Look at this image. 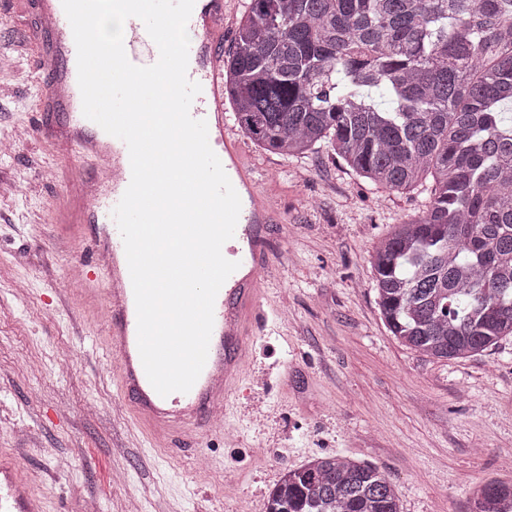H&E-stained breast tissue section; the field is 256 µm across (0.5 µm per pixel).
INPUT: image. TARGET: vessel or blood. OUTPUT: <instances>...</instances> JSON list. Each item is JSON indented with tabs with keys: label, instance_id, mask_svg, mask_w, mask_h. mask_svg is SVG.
<instances>
[{
	"label": "vessel or blood",
	"instance_id": "b4317fda",
	"mask_svg": "<svg viewBox=\"0 0 512 512\" xmlns=\"http://www.w3.org/2000/svg\"><path fill=\"white\" fill-rule=\"evenodd\" d=\"M37 16L29 34L44 70L54 79L40 100V109L59 115L57 123L39 125L38 137L52 148L77 154L95 170L113 172L112 181H96L87 192L86 180H78L74 196V221L79 237L95 242V270L106 271L111 287L106 297V343L115 361L118 388L129 401L138 421L170 436L188 431L216 429L214 413L223 409L228 396L239 387L248 365V339L267 322L258 298V274L269 269L268 225L281 217L259 188L254 170L243 159L242 146L224 120V22L227 0H195L187 28L189 46L187 76L201 85L190 107L194 119L206 121L208 141L219 159H230L228 177L241 199V211L233 238L224 243L223 256L238 268L224 282L214 303V325L205 366L189 392L160 396L149 382L138 349L137 313L125 248L113 210L131 181L128 147L84 117L77 79V49L62 0H28ZM124 48L131 63L150 66L159 50L143 22L125 23ZM95 270L86 271L93 278ZM0 512H42L40 499L22 479L14 457L0 453Z\"/></svg>",
	"mask_w": 512,
	"mask_h": 512
}]
</instances>
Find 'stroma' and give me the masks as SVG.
<instances>
[{"mask_svg":"<svg viewBox=\"0 0 512 512\" xmlns=\"http://www.w3.org/2000/svg\"><path fill=\"white\" fill-rule=\"evenodd\" d=\"M26 0H0V449L43 512H266L284 470L328 453L379 467L401 512H467L471 490L512 480V338L436 361L388 332L374 246L422 211L427 192L386 193L328 147L283 157L241 143L284 216L268 231L273 311L254 338L223 431L154 445L119 396L100 318L73 268L90 241L58 223L72 164L32 130L50 75L27 45Z\"/></svg>","mask_w":512,"mask_h":512,"instance_id":"stroma-1","label":"stroma"}]
</instances>
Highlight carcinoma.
Masks as SVG:
<instances>
[{
	"mask_svg": "<svg viewBox=\"0 0 512 512\" xmlns=\"http://www.w3.org/2000/svg\"><path fill=\"white\" fill-rule=\"evenodd\" d=\"M241 132L290 156L325 142L422 213L374 249V288L401 344L438 360L512 336V16L501 0H244L224 60ZM266 512H400L377 467L328 454L286 471ZM468 512H512V483Z\"/></svg>",
	"mask_w": 512,
	"mask_h": 512,
	"instance_id": "carcinoma-1",
	"label": "carcinoma"
}]
</instances>
